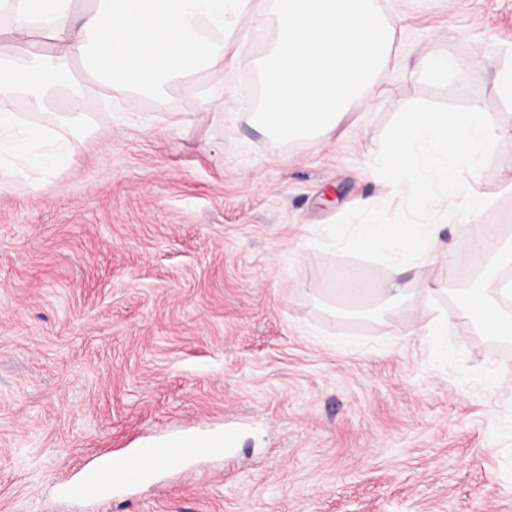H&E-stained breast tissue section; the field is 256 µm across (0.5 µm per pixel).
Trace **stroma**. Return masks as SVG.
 <instances>
[{
    "label": "stroma",
    "instance_id": "stroma-1",
    "mask_svg": "<svg viewBox=\"0 0 512 512\" xmlns=\"http://www.w3.org/2000/svg\"><path fill=\"white\" fill-rule=\"evenodd\" d=\"M380 5L397 53L329 141L232 120L263 87L269 23L225 51L224 114L201 110L215 90L202 74L91 102L66 164L0 174V512H512V354L452 318L466 365L500 378L467 383L434 365L429 338H406L420 302L366 318L387 267L325 234L365 199L403 206L373 168L397 112L477 99L506 134L471 186L490 201L474 222L512 238V102L494 88L512 58V0ZM440 50L486 66L430 80L418 59ZM484 264L462 250L402 280L448 312L446 287ZM228 428L226 455L92 501L61 494L104 453Z\"/></svg>",
    "mask_w": 512,
    "mask_h": 512
}]
</instances>
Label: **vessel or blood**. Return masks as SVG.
<instances>
[{"label": "vessel or blood", "mask_w": 512, "mask_h": 512, "mask_svg": "<svg viewBox=\"0 0 512 512\" xmlns=\"http://www.w3.org/2000/svg\"><path fill=\"white\" fill-rule=\"evenodd\" d=\"M232 435H225L223 442H199L189 452L196 456L222 454L226 445L232 444ZM177 441H165L140 449L125 456L123 462L103 461L92 470L90 477L68 482L63 487L66 497L81 501L99 496L102 492L115 488H133L142 483L149 471H162L180 464L185 452Z\"/></svg>", "instance_id": "1"}]
</instances>
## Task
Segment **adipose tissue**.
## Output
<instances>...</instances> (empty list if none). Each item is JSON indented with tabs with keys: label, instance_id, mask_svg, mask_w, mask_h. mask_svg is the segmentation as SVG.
Instances as JSON below:
<instances>
[{
	"label": "adipose tissue",
	"instance_id": "obj_1",
	"mask_svg": "<svg viewBox=\"0 0 512 512\" xmlns=\"http://www.w3.org/2000/svg\"><path fill=\"white\" fill-rule=\"evenodd\" d=\"M270 20L266 97L246 122L282 141L331 140L389 69L394 29L379 0H0V149L10 175L39 167L31 142L66 152L89 85L123 96L200 71L223 82L239 26ZM58 100L63 111L50 113Z\"/></svg>",
	"mask_w": 512,
	"mask_h": 512
}]
</instances>
